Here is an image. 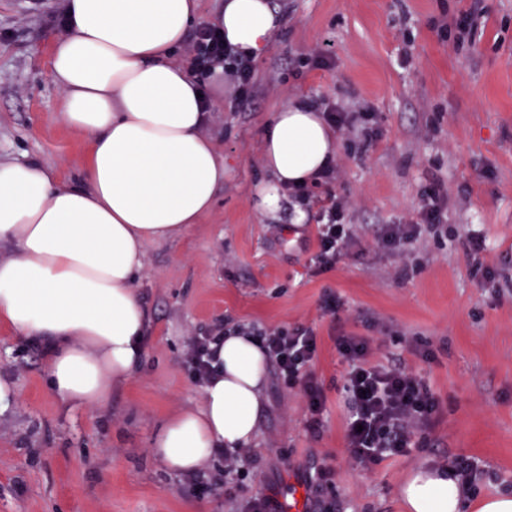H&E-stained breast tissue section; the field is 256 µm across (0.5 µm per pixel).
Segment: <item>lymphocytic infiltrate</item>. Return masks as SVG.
<instances>
[{"mask_svg": "<svg viewBox=\"0 0 512 512\" xmlns=\"http://www.w3.org/2000/svg\"><path fill=\"white\" fill-rule=\"evenodd\" d=\"M190 72L199 80H209L216 69H224L234 77L238 96L251 91L253 62L236 52L224 41L216 26L205 24L193 36L187 58ZM347 203L342 196L328 194L321 201L318 214L319 251L315 256L316 272L333 269L346 254L352 235L344 220ZM419 224H400L389 230L382 239L383 247L396 251L411 243L420 227L437 232L444 224L443 203L438 194H429L419 211ZM233 333L257 335L259 345L274 362L287 383L303 381L309 411L308 424L318 430L325 405V395L308 369L318 356L317 337L312 329L299 327L288 331L236 325ZM336 346L347 361L344 390L347 394L349 416L345 440L352 463L359 467L376 464L383 459L406 454L414 439L430 421L439 407L434 392L415 374L398 364L373 362L372 348L367 339L342 334Z\"/></svg>", "mask_w": 512, "mask_h": 512, "instance_id": "lymphocytic-infiltrate-1", "label": "lymphocytic infiltrate"}]
</instances>
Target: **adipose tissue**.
<instances>
[{"label":"adipose tissue","instance_id":"obj_1","mask_svg":"<svg viewBox=\"0 0 512 512\" xmlns=\"http://www.w3.org/2000/svg\"><path fill=\"white\" fill-rule=\"evenodd\" d=\"M53 48L61 120L92 136L82 185H59L36 163L0 162V320L47 345L45 371L65 407L103 403L142 356L146 311L133 288L146 243L200 223L224 184L204 127L211 108L196 79L169 61L198 18L197 0H68ZM215 24L258 56L279 24L270 0H224ZM267 177L254 206L275 219L289 187L316 180L336 139L315 108L290 105L261 137ZM203 401L171 414L154 453L177 473L200 472L219 450L250 447L264 408L268 359L250 336L217 347ZM404 512H512V495L466 501L453 468L413 471Z\"/></svg>","mask_w":512,"mask_h":512}]
</instances>
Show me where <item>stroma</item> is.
I'll list each match as a JSON object with an SVG mask.
<instances>
[{"label":"stroma","instance_id":"35a3bbf8","mask_svg":"<svg viewBox=\"0 0 512 512\" xmlns=\"http://www.w3.org/2000/svg\"><path fill=\"white\" fill-rule=\"evenodd\" d=\"M281 25L254 60L252 93L211 79L205 129L224 157L212 211L175 239L148 243L133 286L148 312L141 363L103 403L66 409L42 355L0 322V380L17 399L0 412V512H246L275 496L288 512H403L398 489L415 469L477 460L461 474L467 500L512 492V0H273ZM66 0H0V160L34 161L80 184L91 148L60 119L50 76ZM479 14L457 47V21ZM332 43L326 66L313 51ZM373 113L378 135L336 134L335 182L308 187V218L292 206L268 220L254 208L264 178L261 132L300 102ZM444 201L447 230L395 254L385 229L414 224L425 194ZM348 202L350 252L314 275L315 214L328 192ZM485 248L471 255L469 236ZM496 275L495 285L480 274ZM336 294V314L323 308ZM312 328L322 385L319 432L308 427L303 384L268 374L250 465L205 497L160 467L153 435L175 411L201 403L188 371L193 337L223 325ZM370 339L374 361L421 377L440 401L408 454L361 469L345 447L346 363L336 338ZM329 475L307 483L312 468Z\"/></svg>","mask_w":512,"mask_h":512}]
</instances>
